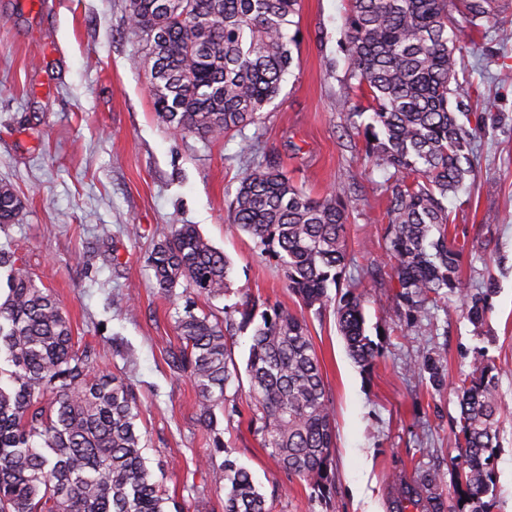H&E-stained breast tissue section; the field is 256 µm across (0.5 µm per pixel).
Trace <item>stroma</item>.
<instances>
[{"label": "stroma", "mask_w": 512, "mask_h": 512, "mask_svg": "<svg viewBox=\"0 0 512 512\" xmlns=\"http://www.w3.org/2000/svg\"><path fill=\"white\" fill-rule=\"evenodd\" d=\"M126 0H0V184L23 202L19 223L0 228L20 264L58 298L75 339L94 349L96 370L131 385L146 434L144 455L183 512H224L213 436L247 467L271 512H392L400 474L431 475L443 512L456 505L459 405L453 385L483 360L496 366L501 405L491 512H512V0L480 28L456 24L465 62L460 93L485 116L467 189L449 198L465 250L460 276L496 287L483 324L457 296L410 320L390 278L386 172L364 158L363 140L340 102L349 93L342 49L346 0H300L298 41L279 96L247 126L260 153L321 199L350 187L345 276L364 290L367 335L380 357L369 370L350 358L332 310L305 311L336 421L329 498L278 468L249 428L248 380L231 382L216 431L197 416L190 378L168 352L180 343L188 303L222 315L249 295L301 308L275 261L247 234L231 233L229 205L245 169L238 139L205 143L157 117L149 76L135 61L143 37L128 30ZM494 102L486 110V102ZM197 225L232 263L223 297L167 298L148 256L176 227ZM138 234H130V227ZM302 309V308H301ZM441 378L433 380L430 366Z\"/></svg>", "instance_id": "obj_1"}]
</instances>
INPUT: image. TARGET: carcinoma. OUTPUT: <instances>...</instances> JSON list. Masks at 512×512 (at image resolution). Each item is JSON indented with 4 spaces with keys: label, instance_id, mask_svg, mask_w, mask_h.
<instances>
[{
    "label": "carcinoma",
    "instance_id": "carcinoma-1",
    "mask_svg": "<svg viewBox=\"0 0 512 512\" xmlns=\"http://www.w3.org/2000/svg\"><path fill=\"white\" fill-rule=\"evenodd\" d=\"M501 0H349L344 49L354 117L366 157L385 170L386 238L398 297L413 313L457 294L467 318L482 322L493 283L472 293L460 278L462 248L448 240L445 201L473 171L481 126H466L451 84L464 71L448 29L450 9L464 22L497 15ZM129 29L145 36L137 64L150 76L158 118L202 141L238 135L247 165L230 203V230L251 236L273 258L303 306L321 308L340 287L347 266L348 187L314 199L277 162L257 155L243 135L279 95L292 62L299 0H126ZM22 201L0 184V224L19 222ZM155 288L179 286L207 299L230 288V262L194 224H183L152 249ZM0 302V512H169L168 499L146 465L144 434L131 387L95 372V353L76 346L69 319L14 253ZM334 315L350 357L365 369L380 356L365 330L363 293L345 284ZM261 322H256V319ZM253 328L245 372L254 420L276 465L324 498L333 481L335 425L322 367L303 316L279 303L244 297L224 318L186 311L172 366L189 374L199 416L212 429L215 409L238 367L228 334ZM493 366L476 368L455 388L459 399L456 460L459 512H489L495 485L498 415ZM224 512H269L252 474L228 458ZM412 509L438 512L408 491Z\"/></svg>",
    "mask_w": 512,
    "mask_h": 512
}]
</instances>
